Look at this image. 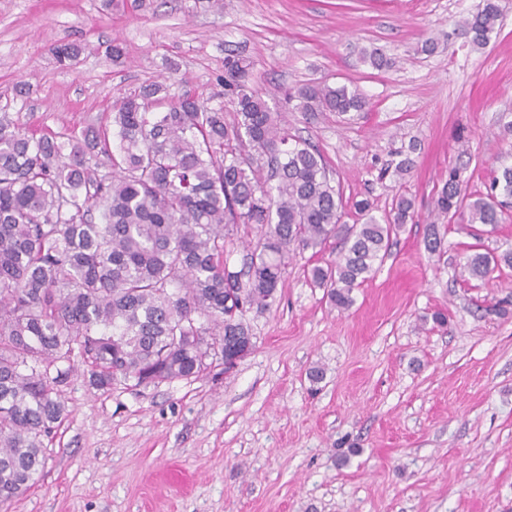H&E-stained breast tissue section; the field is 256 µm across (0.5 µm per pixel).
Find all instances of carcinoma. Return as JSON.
<instances>
[{
    "instance_id": "1",
    "label": "carcinoma",
    "mask_w": 512,
    "mask_h": 512,
    "mask_svg": "<svg viewBox=\"0 0 512 512\" xmlns=\"http://www.w3.org/2000/svg\"><path fill=\"white\" fill-rule=\"evenodd\" d=\"M499 17L496 0H479L465 20L474 44L487 42ZM87 50L51 48L65 69ZM251 81L244 59L225 58L229 121L224 108L159 82L115 99L112 121L80 137L38 136L0 116L1 506L38 482L43 438L66 417L58 386L73 353L94 391L197 377L253 344L245 313L276 300L290 254L341 241L336 261L310 275L347 309L412 218L413 202L401 195L383 224L367 201L358 204L363 223H341L323 156L290 143ZM288 101L311 120L327 112L348 120L366 107L326 83L300 86ZM511 199L512 166L496 171L485 193L467 191L454 170L434 209L444 218L468 213L487 227L479 237L495 231ZM237 224L261 226L245 285L224 259ZM502 264L512 266V248L475 252L464 269L482 281Z\"/></svg>"
}]
</instances>
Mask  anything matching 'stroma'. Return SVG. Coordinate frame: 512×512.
Returning <instances> with one entry per match:
<instances>
[{
	"mask_svg": "<svg viewBox=\"0 0 512 512\" xmlns=\"http://www.w3.org/2000/svg\"><path fill=\"white\" fill-rule=\"evenodd\" d=\"M149 2L0 0V113L80 134L115 96L162 76L229 116L234 55L290 137L323 153L343 223H360L363 199L385 218L400 195L414 220L345 310L308 276L336 248L296 254L273 305L247 312L253 348L231 370L103 393L73 355L67 418L44 441L39 481L7 512H512V267L483 281L463 270L472 246L512 245V206L479 239L461 216L430 225L449 170L482 192L512 165V0H497L480 48L461 25L478 0ZM57 43L87 45L77 68L55 63ZM366 49L392 67L364 63ZM321 81L366 109L307 120L286 95ZM433 228L435 255L424 248ZM437 310L446 326L430 322ZM316 365L326 376L314 385Z\"/></svg>",
	"mask_w": 512,
	"mask_h": 512,
	"instance_id": "obj_1",
	"label": "stroma"
}]
</instances>
